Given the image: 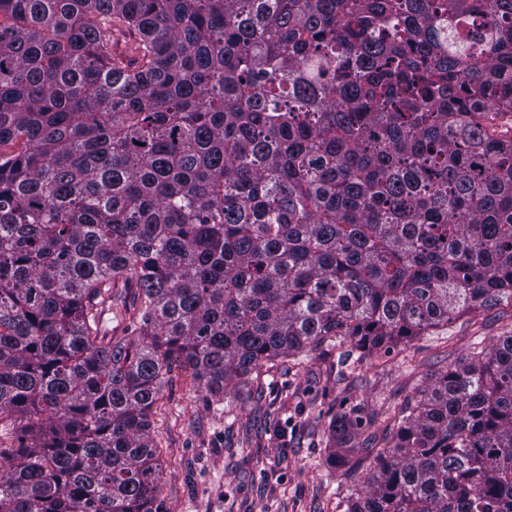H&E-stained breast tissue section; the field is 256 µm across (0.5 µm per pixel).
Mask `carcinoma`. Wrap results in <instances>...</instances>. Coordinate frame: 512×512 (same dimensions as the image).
<instances>
[{
    "label": "carcinoma",
    "mask_w": 512,
    "mask_h": 512,
    "mask_svg": "<svg viewBox=\"0 0 512 512\" xmlns=\"http://www.w3.org/2000/svg\"><path fill=\"white\" fill-rule=\"evenodd\" d=\"M0 512H160L173 364L390 352L512 304V0H0ZM135 36L130 52L120 36ZM147 340L102 330L116 283ZM331 463L361 451L331 422ZM345 512H512V336Z\"/></svg>",
    "instance_id": "1"
}]
</instances>
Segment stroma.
I'll return each mask as SVG.
<instances>
[{"label":"stroma","mask_w":512,"mask_h":512,"mask_svg":"<svg viewBox=\"0 0 512 512\" xmlns=\"http://www.w3.org/2000/svg\"><path fill=\"white\" fill-rule=\"evenodd\" d=\"M512 335V306L471 310L390 353L350 356L349 344L276 360L246 389L214 398L173 367L154 406L162 512H339L373 465L359 453L328 461V423L350 414L362 438L390 444L393 416L460 360Z\"/></svg>","instance_id":"obj_1"}]
</instances>
